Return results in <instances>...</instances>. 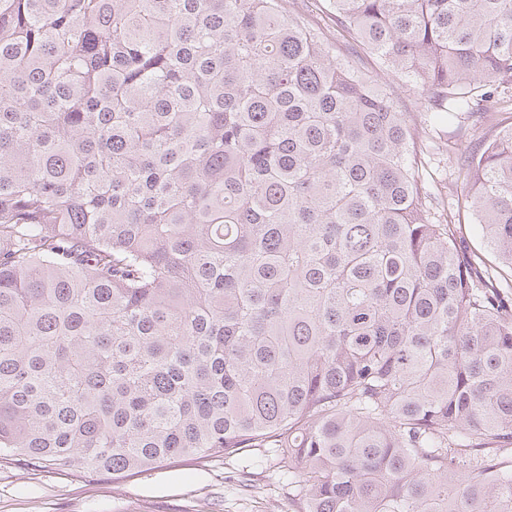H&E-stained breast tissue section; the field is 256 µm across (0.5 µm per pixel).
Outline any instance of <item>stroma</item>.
<instances>
[{
	"label": "stroma",
	"instance_id": "stroma-1",
	"mask_svg": "<svg viewBox=\"0 0 512 512\" xmlns=\"http://www.w3.org/2000/svg\"><path fill=\"white\" fill-rule=\"evenodd\" d=\"M387 91L426 127L425 179L459 219L463 251L477 253L488 269H496L469 209V189L457 173L464 148L488 137L489 127L472 119L426 126L424 103L413 86L395 82ZM246 470L254 473L255 487L243 486ZM0 512H288V481L274 461L260 458L253 448L224 462L186 461L120 480L75 477L63 469L1 467Z\"/></svg>",
	"mask_w": 512,
	"mask_h": 512
}]
</instances>
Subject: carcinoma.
I'll return each instance as SVG.
<instances>
[{
    "mask_svg": "<svg viewBox=\"0 0 512 512\" xmlns=\"http://www.w3.org/2000/svg\"><path fill=\"white\" fill-rule=\"evenodd\" d=\"M0 0V466L274 452L290 512H512V0ZM384 81L388 84L387 92L391 97L407 112H412V118L419 129L426 128L429 153L426 156L425 179L435 196L443 201L448 214L450 212L456 219H460L457 231L462 251L477 253L488 269L492 272L501 271L494 255L484 246L481 227L471 215L467 202L469 189L462 176L457 179L458 163L464 147L478 145L490 135V128L473 119H459L462 122L455 119L450 123L427 127L424 123V103L414 87L402 82L390 83L387 77L381 78V83Z\"/></svg>",
    "mask_w": 512,
    "mask_h": 512,
    "instance_id": "obj_1",
    "label": "carcinoma"
}]
</instances>
